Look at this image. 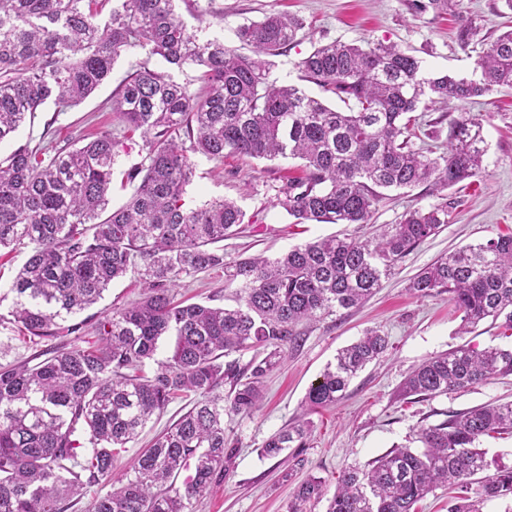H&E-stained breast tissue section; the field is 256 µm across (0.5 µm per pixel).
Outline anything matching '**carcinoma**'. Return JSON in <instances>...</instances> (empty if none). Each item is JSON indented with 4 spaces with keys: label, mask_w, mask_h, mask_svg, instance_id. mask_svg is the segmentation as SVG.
<instances>
[{
    "label": "carcinoma",
    "mask_w": 512,
    "mask_h": 512,
    "mask_svg": "<svg viewBox=\"0 0 512 512\" xmlns=\"http://www.w3.org/2000/svg\"><path fill=\"white\" fill-rule=\"evenodd\" d=\"M181 2L192 0H0V143L49 101L58 112L81 103L124 51L143 49L200 72L197 89L146 65L123 84L112 111L126 131L140 132L147 152L124 172L132 191L117 209L109 203L119 141L110 130L77 147L21 146L0 159V249L30 246L10 288L13 322L34 345L95 337L86 346L49 345L35 364L0 365V512H66L70 499L92 489L91 512H191L233 462L224 412L255 410L261 379L299 345V325L364 304L401 259L448 224V203L432 204L404 211L370 239L320 238L273 260L226 263L216 244L239 233L246 213L229 198L186 204L196 158L298 159L302 175L276 187L295 223L368 224L392 191L429 182L442 192L482 171V126L468 116L453 122L445 151L414 148L420 104L512 89V30L477 53L472 79L429 77L396 45L335 40L298 68L353 102L338 111L299 85L270 79V57L294 43L301 19L270 13L241 25L247 56L189 32ZM476 33L473 22L461 24V48ZM215 268L224 270V287L235 288V305L176 300L184 277ZM132 270L145 288L139 300L112 306L91 325L67 324ZM408 290L448 294L466 329L489 318L512 331V234L435 260ZM166 336L174 337L171 356L142 374ZM387 348V336L366 330L310 385L304 406L338 402ZM249 349L267 356L244 369L220 362ZM510 375L512 348L464 345L417 367L402 392L431 399ZM183 394L195 396L192 407L116 475L120 452ZM509 433L512 402L422 425L421 450L394 448L366 470L344 471L327 512H415L439 487L452 493L448 512H481L484 501L512 498V466L488 473L479 440ZM308 435L299 416L265 441L262 454L303 448ZM191 464L192 479L175 487ZM324 495L322 480L311 477L288 512H305Z\"/></svg>",
    "instance_id": "obj_1"
}]
</instances>
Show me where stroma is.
Here are the masks:
<instances>
[{"mask_svg": "<svg viewBox=\"0 0 512 512\" xmlns=\"http://www.w3.org/2000/svg\"><path fill=\"white\" fill-rule=\"evenodd\" d=\"M500 9L501 0H449L444 14L434 11L429 0H195L193 10L182 11L181 16L188 30L201 31L230 49L239 48L236 31L249 21L272 12L302 19L305 27L296 43L272 57L270 76L280 83L302 86L337 108L341 102L336 95L305 81L297 68L314 46L334 40L394 44L422 60L427 72L469 78L473 59L460 48L456 31L462 22L472 19L479 26L478 40H495L512 24V19L500 16ZM144 62L153 69L166 68L160 58H147L145 52H123L90 97L64 112L57 111L54 104L44 105L33 123L0 143V155H9L23 145H38L48 127L61 146L105 129L121 132L112 101L123 80ZM464 112L481 121L487 146L483 170L475 181L443 195L433 192L427 183L393 192L390 200L379 205L371 224L361 228L293 223L272 188L296 175L297 160L230 155L215 163L198 158L196 176L187 189L189 205L227 197L236 200L248 218L241 234L223 242L228 262L254 255L273 259L316 238L356 232L369 236L377 226L396 223L406 208L426 207L444 197L454 201L455 207L447 226L402 259L395 274L383 279L379 291L363 306L308 327L300 347L290 350L285 361L262 378V401L252 415L225 414L224 432L236 455L223 480L194 502V512H287L296 487L309 477L321 478L328 495L344 470L367 468L397 447H417L419 426L440 423L448 414L479 405L512 401L511 376L428 400L400 395L405 377L438 355L462 345L478 350L512 347V337L503 336L487 320L463 332L461 314L447 295L418 297L407 289L409 280L437 257L512 233V90L429 108L421 134L424 143L448 146L451 122ZM29 252V247L20 245L0 257L1 365L27 359L34 352L17 326L8 321L13 303L9 288ZM177 292L193 302L224 304V272L213 269L184 278ZM371 327L387 336L385 354L352 379L338 404L310 414L311 436L306 447L288 449L275 459L262 456L263 441L297 415L309 386L334 362L337 352ZM190 406V397L184 395L153 417L138 441L121 453L117 470L129 467L154 437ZM327 495L308 503L306 512H327Z\"/></svg>", "mask_w": 512, "mask_h": 512, "instance_id": "35a3bbf8", "label": "stroma"}]
</instances>
